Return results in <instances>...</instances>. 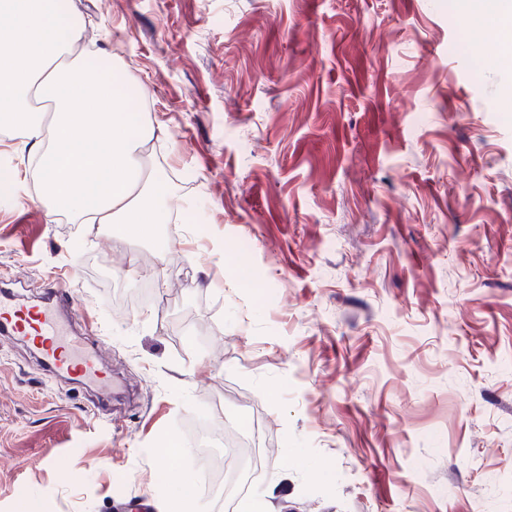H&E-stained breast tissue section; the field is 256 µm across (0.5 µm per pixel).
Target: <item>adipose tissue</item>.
<instances>
[{"mask_svg":"<svg viewBox=\"0 0 512 512\" xmlns=\"http://www.w3.org/2000/svg\"><path fill=\"white\" fill-rule=\"evenodd\" d=\"M79 35L60 0H0V129L33 141L27 164L49 215L152 235L170 221L165 182L143 163L154 128L100 55L62 64Z\"/></svg>","mask_w":512,"mask_h":512,"instance_id":"ef3b65f1","label":"adipose tissue"}]
</instances>
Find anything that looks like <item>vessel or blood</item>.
Here are the masks:
<instances>
[{"instance_id": "obj_1", "label": "vessel or blood", "mask_w": 512, "mask_h": 512, "mask_svg": "<svg viewBox=\"0 0 512 512\" xmlns=\"http://www.w3.org/2000/svg\"><path fill=\"white\" fill-rule=\"evenodd\" d=\"M72 300V295L55 291L43 304L22 307L12 291L1 290L0 331L13 340L36 345L50 371L106 385L97 354H73L66 342L60 309Z\"/></svg>"}]
</instances>
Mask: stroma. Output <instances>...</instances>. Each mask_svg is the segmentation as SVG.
<instances>
[{"instance_id":"1","label":"stroma","mask_w":512,"mask_h":512,"mask_svg":"<svg viewBox=\"0 0 512 512\" xmlns=\"http://www.w3.org/2000/svg\"><path fill=\"white\" fill-rule=\"evenodd\" d=\"M182 223L0 182V276L61 288L111 395L0 336V512H163L199 422L257 461L191 512H512V111L457 0H66ZM182 449L157 482L158 450Z\"/></svg>"}]
</instances>
